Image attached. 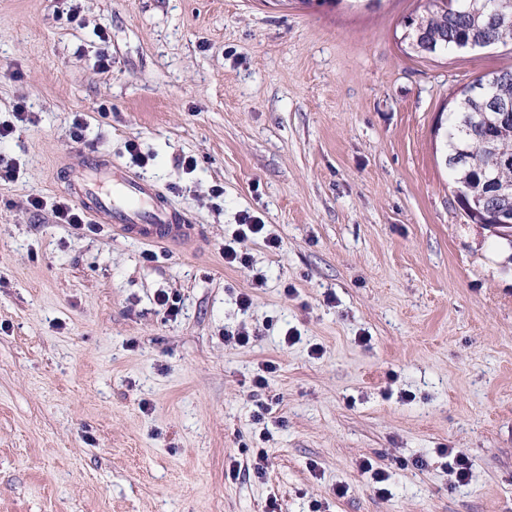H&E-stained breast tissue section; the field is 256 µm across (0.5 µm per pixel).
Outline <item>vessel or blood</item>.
Wrapping results in <instances>:
<instances>
[{
  "mask_svg": "<svg viewBox=\"0 0 512 512\" xmlns=\"http://www.w3.org/2000/svg\"><path fill=\"white\" fill-rule=\"evenodd\" d=\"M69 193L96 223L113 225L140 243L189 240L194 226L185 211L172 207L152 183L123 174L111 158L87 153L66 167Z\"/></svg>",
  "mask_w": 512,
  "mask_h": 512,
  "instance_id": "b4317fda",
  "label": "vessel or blood"
}]
</instances>
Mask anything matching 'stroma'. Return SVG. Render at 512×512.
<instances>
[{
    "mask_svg": "<svg viewBox=\"0 0 512 512\" xmlns=\"http://www.w3.org/2000/svg\"><path fill=\"white\" fill-rule=\"evenodd\" d=\"M423 5L0 0V123L36 117L0 141V512H512V246L465 223L438 130L512 47L416 54ZM84 152L153 183L193 239L32 210ZM246 213L279 248L238 238ZM262 447L264 478L229 477ZM448 455V472L458 483H466L470 476L471 464L465 455L453 448H444Z\"/></svg>",
    "mask_w": 512,
    "mask_h": 512,
    "instance_id": "1",
    "label": "stroma"
}]
</instances>
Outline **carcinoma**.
<instances>
[{
  "mask_svg": "<svg viewBox=\"0 0 512 512\" xmlns=\"http://www.w3.org/2000/svg\"><path fill=\"white\" fill-rule=\"evenodd\" d=\"M512 14V0H426L423 13L410 16L404 23L409 37L414 40V29L424 32L425 38L436 54H450L458 46L478 39L489 47L512 42V22L502 20L501 14ZM484 88L460 104L455 98L448 105L444 128V163L451 173L455 187L466 191V203H458L466 221L475 222L472 210L481 207L490 212L496 202L489 198L491 184L512 185V123L500 133L496 148L486 142L491 128L475 122V115L485 109V97L493 96L512 101V65L500 69L487 78L480 79Z\"/></svg>",
  "mask_w": 512,
  "mask_h": 512,
  "instance_id": "1",
  "label": "carcinoma"
}]
</instances>
